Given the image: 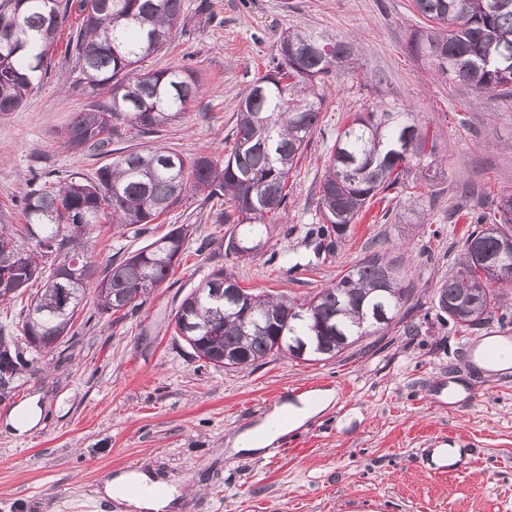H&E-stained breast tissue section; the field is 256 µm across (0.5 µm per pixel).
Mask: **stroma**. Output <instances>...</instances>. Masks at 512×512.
Masks as SVG:
<instances>
[{"label":"stroma","mask_w":512,"mask_h":512,"mask_svg":"<svg viewBox=\"0 0 512 512\" xmlns=\"http://www.w3.org/2000/svg\"><path fill=\"white\" fill-rule=\"evenodd\" d=\"M213 19L173 34L144 69L180 66L197 98L157 133L130 130L120 146L161 145L186 159L223 160L234 144L240 98L266 71L286 30L353 43L351 70L327 81L320 122L288 177V199L264 248L227 252L230 227L213 221L201 194L150 224L122 231L95 224L85 236L97 277L113 262L184 224V251L170 276L126 315L101 312L87 293L67 343L0 389V512H131L101 496L104 482L148 472L180 493L179 512H512V370L475 362L478 340H512V318L492 315L465 332L438 317L432 295L500 192L512 190V100L462 86L410 50L429 23L413 0H210ZM70 12L50 66L16 112L0 115V219L22 228L24 198L101 159L69 149L64 129L89 109L75 88L67 44ZM396 102L428 132L437 170L416 193L397 187L372 199L350 237L316 244L319 187L349 115ZM379 254L399 267L410 298L393 324L336 357L303 362L278 353L257 366L200 365L175 335L182 300L224 270L256 294L313 297L351 265ZM465 395L449 402V384ZM333 407L268 455L226 456L228 439L314 387ZM32 403L38 425L21 432L12 412ZM462 456L449 473L433 449Z\"/></svg>","instance_id":"stroma-1"}]
</instances>
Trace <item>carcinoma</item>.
Returning a JSON list of instances; mask_svg holds the SVG:
<instances>
[{
    "label": "carcinoma",
    "mask_w": 512,
    "mask_h": 512,
    "mask_svg": "<svg viewBox=\"0 0 512 512\" xmlns=\"http://www.w3.org/2000/svg\"><path fill=\"white\" fill-rule=\"evenodd\" d=\"M183 0H0V113L19 109L47 70L48 54L72 7L81 24L67 51L79 67V84L101 104L78 112L66 129L70 147L91 156L114 153L120 129L152 134L176 119L195 100L199 85L179 67L145 71L140 63L165 48L172 33L188 25ZM418 13L436 24L413 41L411 50L464 84L512 99V0H413ZM354 44L302 31L279 37L277 56L242 97L234 146L220 166L208 156L186 161L163 147L131 150L96 169L91 178L72 177L52 190L37 189L23 207L27 237L40 255L25 251L20 234L0 224V298L28 293L40 278L37 257L74 262L76 275L42 279L27 298L21 321L27 344L38 352L55 348L73 327L89 286L101 310H133L164 282L182 253L188 226L180 225L112 266L107 282L95 277L83 236L105 220L118 226L150 224L184 193L228 198L233 213H216L233 224L226 250L268 233L266 217L278 214L288 197V174L318 126L321 87L333 69L350 58ZM427 132L404 107H375L355 113L337 134L319 208L336 237L375 196L404 183L411 161L425 156ZM498 218L478 226L463 245L458 269L435 293V307L467 331L481 325L512 292V192L500 194ZM238 282L214 273L188 294L175 316L176 335L206 365L239 368L280 352L301 338L333 357L394 321L405 297L400 269L374 253L352 265L335 284L311 299L258 295L244 320Z\"/></svg>",
    "instance_id": "carcinoma-1"
}]
</instances>
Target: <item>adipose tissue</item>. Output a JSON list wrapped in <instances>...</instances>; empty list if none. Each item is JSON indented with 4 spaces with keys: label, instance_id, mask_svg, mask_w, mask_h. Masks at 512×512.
Returning <instances> with one entry per match:
<instances>
[{
    "label": "adipose tissue",
    "instance_id": "adipose-tissue-1",
    "mask_svg": "<svg viewBox=\"0 0 512 512\" xmlns=\"http://www.w3.org/2000/svg\"><path fill=\"white\" fill-rule=\"evenodd\" d=\"M335 400L334 390L326 389L298 401L284 403L281 410L289 415L286 423L275 427L266 420L248 428L234 437L230 451L251 456L266 454L280 438L307 425ZM104 492L108 498L128 503L135 512H171L179 497L174 487L134 472L107 481Z\"/></svg>",
    "mask_w": 512,
    "mask_h": 512
}]
</instances>
